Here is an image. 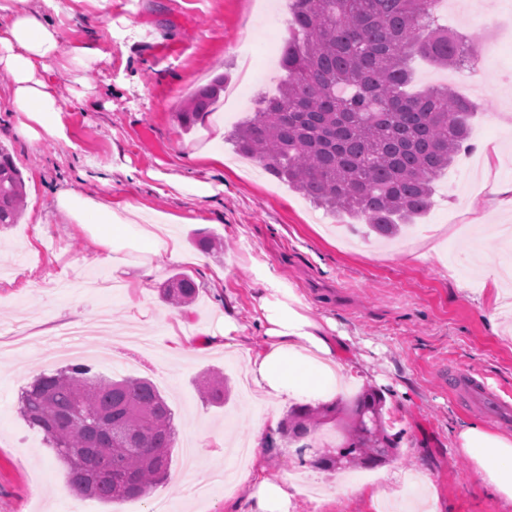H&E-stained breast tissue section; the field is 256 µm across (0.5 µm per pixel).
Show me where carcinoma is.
I'll return each instance as SVG.
<instances>
[{
  "label": "carcinoma",
  "mask_w": 512,
  "mask_h": 512,
  "mask_svg": "<svg viewBox=\"0 0 512 512\" xmlns=\"http://www.w3.org/2000/svg\"><path fill=\"white\" fill-rule=\"evenodd\" d=\"M435 0H290L296 38L283 46L286 78L260 95L252 115L227 136L249 157L330 214L346 213L379 241L396 239L430 208L436 175L470 138L471 101L431 87L410 94L408 59L438 67L474 66L464 36L433 14ZM224 91V75L200 88L176 113L188 131ZM25 202L21 172L0 146V228L18 223ZM199 291L184 272L159 287L163 302L192 304ZM205 402L222 405L226 378L201 386ZM384 397L365 390L345 407L297 405L282 433L301 441L329 423L342 433L341 457L323 455L327 471L372 468L398 453L386 429ZM19 413L43 433L82 496L112 504L145 498L168 480L175 447L174 413L144 378H107L88 365L42 373L24 387Z\"/></svg>",
  "instance_id": "carcinoma-1"
}]
</instances>
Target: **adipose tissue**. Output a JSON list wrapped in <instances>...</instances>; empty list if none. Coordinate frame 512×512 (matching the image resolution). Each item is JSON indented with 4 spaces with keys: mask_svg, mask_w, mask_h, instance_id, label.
<instances>
[{
    "mask_svg": "<svg viewBox=\"0 0 512 512\" xmlns=\"http://www.w3.org/2000/svg\"><path fill=\"white\" fill-rule=\"evenodd\" d=\"M28 2L11 0L9 22L0 27V67L14 78V100L22 115L19 131L33 138L57 137L62 132L59 107L45 71L56 54L61 31L30 9ZM58 205L79 226L95 233L102 261L114 262L116 253L132 242L148 245L155 254L170 249L169 241L156 231L132 225L109 204L64 191ZM255 313V327L267 345L249 358L247 373L261 396L292 398L307 405L333 400L338 367L333 323L311 319L299 298L273 281L256 295ZM455 444L473 461L486 486L512 500V437L470 423L457 430ZM237 480L253 483L256 512H290L294 495L285 482L255 481L247 471Z\"/></svg>",
    "mask_w": 512,
    "mask_h": 512,
    "instance_id": "ef3b65f1",
    "label": "adipose tissue"
}]
</instances>
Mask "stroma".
<instances>
[{
    "label": "stroma",
    "mask_w": 512,
    "mask_h": 512,
    "mask_svg": "<svg viewBox=\"0 0 512 512\" xmlns=\"http://www.w3.org/2000/svg\"><path fill=\"white\" fill-rule=\"evenodd\" d=\"M32 4L60 28L62 56L77 47L90 58L65 67L50 60L64 135L36 142L17 130L13 77L0 69V142L26 186L20 223L0 231V512H149L157 499L171 512H255L248 486L228 493L214 478L240 471L222 443L249 442L254 417L266 409L240 383L247 354L264 347L253 316L256 284L266 278L292 289L312 318L335 321L340 399L382 390L388 432L399 441L393 461L346 478L312 464L317 450L338 441L335 430L314 434L307 449L272 431L262 475L278 480L303 469L294 512H425L433 497L439 512H512L453 440L467 421L501 430L455 385L457 373L484 378L512 402V243L503 231L512 209L497 207L491 194L493 183L512 182V0H448L440 14V23L467 35L479 67L409 62L410 91L437 85L465 97L478 88L483 97L469 119L471 150L436 176L432 206L390 247L315 209L226 139L258 94L282 81L278 56L292 34L287 0ZM219 73L223 112L183 131L176 112ZM487 145L500 149L488 173ZM175 179L209 183L214 193L199 200L172 187ZM63 190L133 206L131 220L165 225L178 255L135 250L120 269L100 263L96 239L60 211ZM474 198L483 209L470 210ZM194 230L220 238L223 251L190 243ZM485 267L504 274L499 296L483 286ZM177 272L199 285L182 310L157 292ZM228 306L242 328L237 344L194 353L200 330L223 327ZM101 314L111 316L112 330L94 336L84 364L109 378L152 380L179 430L167 482L150 498L118 504L77 496L65 466L19 414L22 388L59 368L57 354L72 342L61 324ZM176 339L183 353L171 352ZM217 373L229 390L221 407L200 397ZM342 482L356 493L337 491ZM381 487L383 498L366 497Z\"/></svg>",
    "instance_id": "1"
}]
</instances>
